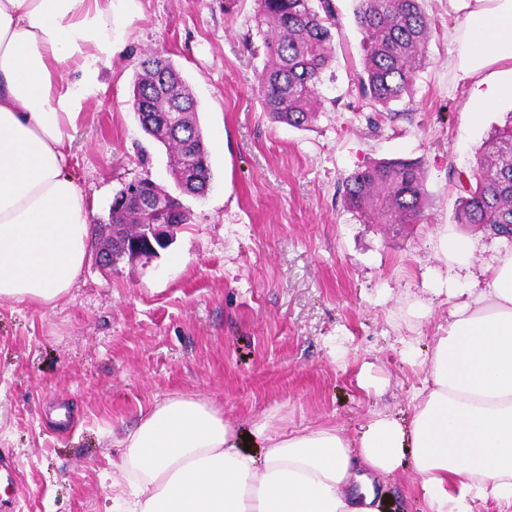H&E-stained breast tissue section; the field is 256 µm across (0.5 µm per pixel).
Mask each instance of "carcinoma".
<instances>
[{
  "instance_id": "cac0c4a2",
  "label": "carcinoma",
  "mask_w": 512,
  "mask_h": 512,
  "mask_svg": "<svg viewBox=\"0 0 512 512\" xmlns=\"http://www.w3.org/2000/svg\"><path fill=\"white\" fill-rule=\"evenodd\" d=\"M258 25L268 27L266 63L256 75L264 111L295 128L310 126L319 112L318 84L332 59L331 0H256ZM422 0H359L355 12L362 35L364 68L358 76L362 96L387 108L403 100L426 61L431 35ZM132 108L151 140L160 142L166 117L178 113L179 136L169 143L171 166L180 172L183 193L193 195L212 182L208 150L197 120V102L180 72L152 55L139 63ZM465 195L456 220L512 239V115L494 129L476 158V166L459 180ZM346 207L368 223L417 224L427 205L421 166L402 159L377 160L343 182Z\"/></svg>"
}]
</instances>
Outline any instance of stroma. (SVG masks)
Wrapping results in <instances>:
<instances>
[{"label":"stroma","mask_w":512,"mask_h":512,"mask_svg":"<svg viewBox=\"0 0 512 512\" xmlns=\"http://www.w3.org/2000/svg\"><path fill=\"white\" fill-rule=\"evenodd\" d=\"M339 34L308 128L273 121L256 91L264 65L255 0H115L113 54L71 141V174L94 219L122 183L150 173L173 190L164 147L130 105L137 63L169 59L198 103L213 174L192 221L156 257L87 264L50 309L0 300V512H117L120 438L142 407L204 400L244 430L322 424L359 437L373 413L407 419L425 377L403 351L430 346L450 306L431 291L451 271L434 257L443 229L475 242V264L512 242L457 224L458 173H470L512 100L482 122L454 67L448 0H423L426 65L381 112L363 98L358 0H332ZM150 162L141 167L140 147ZM420 162L429 207L417 224H371L340 186L376 159ZM388 512H425L404 461L382 486Z\"/></svg>","instance_id":"obj_1"}]
</instances>
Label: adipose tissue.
Segmentation results:
<instances>
[{"instance_id":"obj_1","label":"adipose tissue","mask_w":512,"mask_h":512,"mask_svg":"<svg viewBox=\"0 0 512 512\" xmlns=\"http://www.w3.org/2000/svg\"><path fill=\"white\" fill-rule=\"evenodd\" d=\"M455 67L480 105L512 98V0H448ZM113 0H0V300L54 307L90 257V210L68 173L70 133L112 61ZM72 79L59 84L57 75ZM442 233L436 259L464 270L424 365L410 419L371 418L250 437L194 398L143 411L123 439L122 512H385L377 479L411 458L428 512H512V250L474 265ZM261 454H254V447Z\"/></svg>"}]
</instances>
